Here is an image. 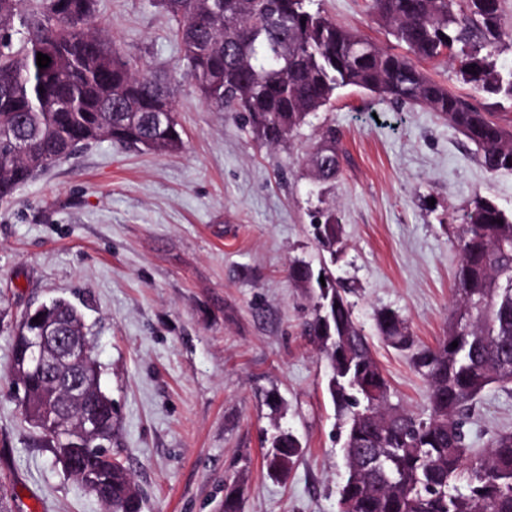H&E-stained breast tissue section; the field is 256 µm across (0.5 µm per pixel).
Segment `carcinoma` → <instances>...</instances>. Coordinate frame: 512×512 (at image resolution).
Segmentation results:
<instances>
[{
  "label": "carcinoma",
  "mask_w": 512,
  "mask_h": 512,
  "mask_svg": "<svg viewBox=\"0 0 512 512\" xmlns=\"http://www.w3.org/2000/svg\"><path fill=\"white\" fill-rule=\"evenodd\" d=\"M311 2L159 0L203 102L233 113L261 144L285 141L350 87L428 108L476 147L486 172H512V130L480 104L485 94L512 100V70L493 59L505 36L502 0H370L371 13L406 55L311 10ZM95 11L96 0H0L1 201L60 158L104 140L158 154L183 148L173 91L121 54L95 27ZM39 52L50 57L48 67H38ZM443 58L470 94L449 91L417 65ZM309 162L320 183L336 179L335 129L318 133ZM464 220L445 336L425 346L397 312L374 313L380 339L405 355L426 385L420 412L392 401L348 299L351 289L329 267L346 246L336 210L312 215L314 239L329 259L317 269L303 261L289 266L313 301L303 333L326 363V389L344 433L337 512H512V431L495 434L475 460L466 431L485 388L512 385V212L479 196ZM44 319L87 340L82 312L64 299L46 305ZM48 386L43 375L27 376L23 416ZM48 445L54 460L74 464L85 493L112 512H140L141 498L112 449L86 439ZM301 453L297 437L279 430L267 470L284 473ZM242 497L238 485L227 490L222 512H240Z\"/></svg>",
  "instance_id": "1"
}]
</instances>
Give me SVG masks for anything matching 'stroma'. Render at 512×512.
Masks as SVG:
<instances>
[{
	"instance_id": "obj_1",
	"label": "stroma",
	"mask_w": 512,
	"mask_h": 512,
	"mask_svg": "<svg viewBox=\"0 0 512 512\" xmlns=\"http://www.w3.org/2000/svg\"><path fill=\"white\" fill-rule=\"evenodd\" d=\"M336 23L405 52L368 0H314ZM96 26L175 95L183 149L109 141L62 159L0 201V481L13 512H106L55 463L23 421L10 373L27 309L64 298L84 314L116 407L112 454L132 474L141 512H219L243 486L241 512H336L343 439L326 367L302 333L311 316L291 262L318 263L310 215L335 209L347 246L336 273L394 398L417 410L423 381L376 334L390 308L436 344L453 307V241L475 197L512 211V172L487 173L475 148L419 105L341 90L280 145H259L203 102L156 0H97ZM341 143L336 180L318 184L307 155L319 127ZM278 393L281 424L303 452L281 478L264 463ZM468 442L482 453L512 430V385L476 399Z\"/></svg>"
}]
</instances>
